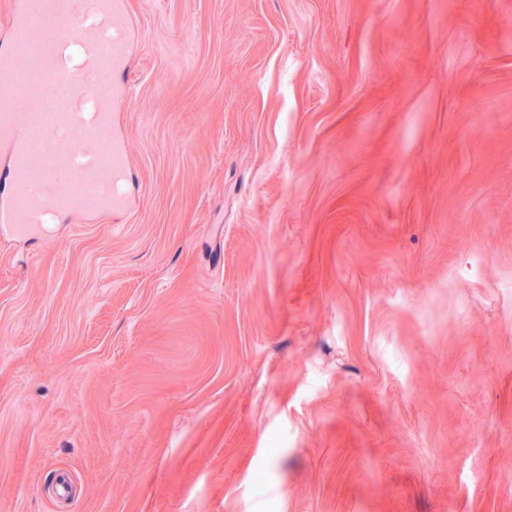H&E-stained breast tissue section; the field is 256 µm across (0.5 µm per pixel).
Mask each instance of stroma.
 Segmentation results:
<instances>
[{
    "label": "stroma",
    "instance_id": "obj_1",
    "mask_svg": "<svg viewBox=\"0 0 512 512\" xmlns=\"http://www.w3.org/2000/svg\"><path fill=\"white\" fill-rule=\"evenodd\" d=\"M129 8L137 209L0 238V512H512V0Z\"/></svg>",
    "mask_w": 512,
    "mask_h": 512
}]
</instances>
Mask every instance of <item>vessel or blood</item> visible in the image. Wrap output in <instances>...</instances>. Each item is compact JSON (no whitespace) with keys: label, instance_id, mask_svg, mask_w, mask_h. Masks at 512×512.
<instances>
[{"label":"vessel or blood","instance_id":"b4317fda","mask_svg":"<svg viewBox=\"0 0 512 512\" xmlns=\"http://www.w3.org/2000/svg\"><path fill=\"white\" fill-rule=\"evenodd\" d=\"M47 0H12L11 56L24 67H0L6 91L0 94V235L39 236L60 214L94 217L128 214L130 159L118 127L116 107L125 85L113 81L126 69L135 28L127 0H69V20L82 24L78 49L84 66L73 63L71 42L62 25L49 20ZM98 77V93L84 102L76 74ZM91 149L82 158L58 151L66 137Z\"/></svg>","mask_w":512,"mask_h":512}]
</instances>
